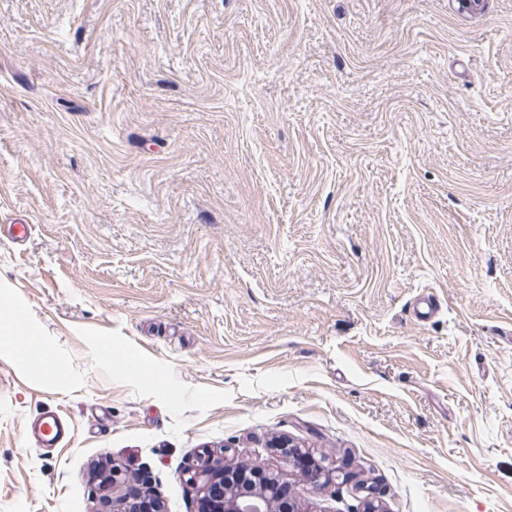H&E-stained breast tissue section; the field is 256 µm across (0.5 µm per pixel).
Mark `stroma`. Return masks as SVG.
I'll return each instance as SVG.
<instances>
[{"label":"stroma","mask_w":512,"mask_h":512,"mask_svg":"<svg viewBox=\"0 0 512 512\" xmlns=\"http://www.w3.org/2000/svg\"><path fill=\"white\" fill-rule=\"evenodd\" d=\"M13 217L48 352L0 342V512H198L205 451L302 512H512V0H0ZM27 434L35 438L39 447L56 448L70 435V426L63 415L54 411L28 425Z\"/></svg>","instance_id":"1"}]
</instances>
